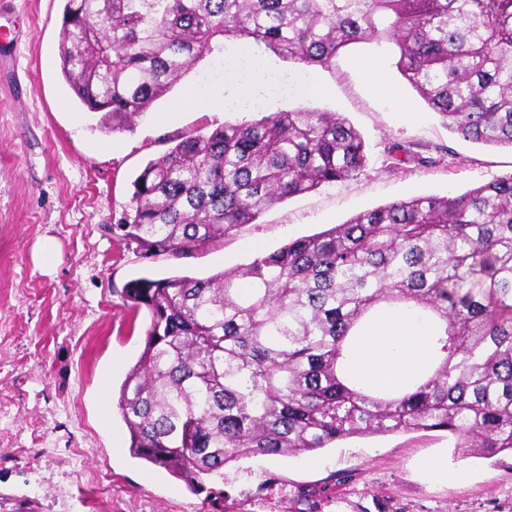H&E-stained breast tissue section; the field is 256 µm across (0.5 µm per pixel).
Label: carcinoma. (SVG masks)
Instances as JSON below:
<instances>
[{
  "mask_svg": "<svg viewBox=\"0 0 512 512\" xmlns=\"http://www.w3.org/2000/svg\"><path fill=\"white\" fill-rule=\"evenodd\" d=\"M228 38L306 70L390 41L452 133L512 148V0H64L58 56L75 97L116 131ZM166 142L112 225L144 258L193 255L366 167L361 134L316 109ZM123 297L150 316L118 398L130 451L193 488L241 458L398 431H445L463 456L512 455V172L361 212L207 278L139 277ZM382 306L436 322L433 368L402 392L347 372Z\"/></svg>",
  "mask_w": 512,
  "mask_h": 512,
  "instance_id": "1",
  "label": "carcinoma"
}]
</instances>
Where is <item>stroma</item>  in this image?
Here are the masks:
<instances>
[{
  "instance_id": "1",
  "label": "stroma",
  "mask_w": 512,
  "mask_h": 512,
  "mask_svg": "<svg viewBox=\"0 0 512 512\" xmlns=\"http://www.w3.org/2000/svg\"><path fill=\"white\" fill-rule=\"evenodd\" d=\"M62 0H0V512H512V458L456 454L440 431L354 436L313 457H249L210 481L213 502L162 467L133 458L118 410L142 350L146 310L122 297L136 277L206 278L360 212L459 194L512 172V149L451 133L402 78L392 43L341 52L299 87L302 68L230 40L196 61L129 130L106 132L71 94L58 56ZM256 55L289 93L264 91L260 114L335 112L363 137L364 171L287 199L191 257H139L112 234L132 182L174 136L243 120L191 86L223 89L224 68ZM417 160L397 162L391 144ZM53 260L43 265V247ZM452 470L433 482L429 461Z\"/></svg>"
}]
</instances>
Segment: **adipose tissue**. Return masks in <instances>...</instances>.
<instances>
[{
    "label": "adipose tissue",
    "instance_id": "ef3b65f1",
    "mask_svg": "<svg viewBox=\"0 0 512 512\" xmlns=\"http://www.w3.org/2000/svg\"><path fill=\"white\" fill-rule=\"evenodd\" d=\"M428 336L424 325L380 310L355 344L351 366L373 387L399 389L427 362Z\"/></svg>",
    "mask_w": 512,
    "mask_h": 512
}]
</instances>
